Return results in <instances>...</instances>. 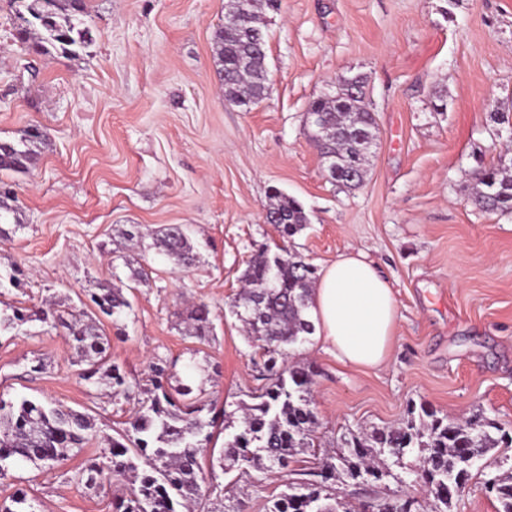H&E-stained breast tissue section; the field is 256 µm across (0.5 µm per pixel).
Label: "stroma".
<instances>
[{"label": "stroma", "instance_id": "stroma-1", "mask_svg": "<svg viewBox=\"0 0 512 512\" xmlns=\"http://www.w3.org/2000/svg\"><path fill=\"white\" fill-rule=\"evenodd\" d=\"M224 2L88 0L93 41L68 58L29 50L0 0V140L31 125L49 134L28 173L0 175L19 217L0 239V273L21 271L0 301L77 308L109 285L131 304L100 319L124 395L79 377L64 329L36 321L0 334L1 397L54 400L94 417L97 430L54 468L16 466L0 480V504L22 487L39 512H112L114 488L77 475L124 429L155 363H173L169 387L191 380L221 404L264 386L231 309L263 245L318 269L365 252L400 316L377 369L337 361L314 336L290 348L287 363L315 371V451L265 473L204 469L207 512H266L289 483L312 480L344 434L398 425L412 404L512 426V214L468 201L477 161L512 149V125L491 117L512 99V0H281L263 23L271 91L248 109L225 100L213 57ZM357 73L368 79L377 140L363 185L347 189L329 179L307 110ZM440 101L445 110L434 111ZM273 187L309 218L287 241L264 221ZM174 224L189 229L190 266L156 241ZM199 303L214 325L203 343L183 319ZM497 472L494 457L480 460L454 512H496L485 482ZM336 490L355 505L425 498L423 486L393 478Z\"/></svg>", "mask_w": 512, "mask_h": 512}]
</instances>
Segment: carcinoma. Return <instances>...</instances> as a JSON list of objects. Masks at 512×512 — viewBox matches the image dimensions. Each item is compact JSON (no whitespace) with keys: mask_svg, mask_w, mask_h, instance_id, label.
Segmentation results:
<instances>
[{"mask_svg":"<svg viewBox=\"0 0 512 512\" xmlns=\"http://www.w3.org/2000/svg\"><path fill=\"white\" fill-rule=\"evenodd\" d=\"M18 4V38L37 54L55 50L76 57L91 41L90 30L81 16L87 13L86 0H15ZM279 0H259L237 26L225 23L213 35L214 58L224 86V97L241 107H250L267 96L269 72L267 41L260 14ZM308 112L323 120L326 132L321 155L335 168L333 181L352 187L363 181L365 166L376 141L373 113L365 94L341 87L331 95H321L309 103ZM47 134L37 127L24 131L16 141L0 140V172L26 173L38 160ZM475 183L469 202L488 213H512V157L505 162H477L471 171ZM273 204L269 211L279 216L276 230L283 239L299 234L308 224L301 204L277 188L270 189ZM11 187L0 184V222L6 214H17ZM160 243L178 262L187 266L194 260L186 228L166 227ZM314 268L297 255L283 249L273 255L263 250L247 264L243 290L234 301L236 315L257 341L258 354L268 383L254 395L256 403L222 410L217 424L216 404H206L188 384L169 391L164 385L167 369L153 367V390L128 421V428L112 439L108 453L90 458L82 475L88 486L126 483V492L114 497L117 512H179L202 504L201 458L213 439L225 435L220 460L243 469L268 471L279 464L289 465L306 449L314 447L318 425L311 408L308 368L286 364L287 348L304 342L314 333L307 317L311 302ZM104 316H119L131 308L121 289L106 287L91 297ZM39 321L67 330L75 362L84 366L81 376L105 382L113 392L127 390L126 376L112 363L111 340L88 312L70 308L57 315L44 305L31 308L0 309V332L27 322ZM191 335L203 340L213 334L210 310L204 304L192 306L186 314ZM212 413L207 418L203 411ZM95 433L94 419L51 400L23 397L0 399V479L21 463L37 469L46 460L59 464L73 449L82 448ZM512 445V435L496 420L478 417L455 422L425 406L411 405L398 427L350 432L343 438L348 453L339 463L325 462L321 481L292 486L270 500L267 512H367V506H353L332 492L326 483L359 480L378 482L393 475L392 467L407 470L423 483L432 497L433 512H449L452 500L472 476L476 461L468 456L476 451L483 458L499 448ZM417 453L419 468H406L404 458ZM498 502L497 512H512V466L486 482ZM0 512H35L27 492L18 488L10 504Z\"/></svg>","mask_w":512,"mask_h":512,"instance_id":"carcinoma-1","label":"carcinoma"}]
</instances>
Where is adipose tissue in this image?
I'll return each mask as SVG.
<instances>
[{"label":"adipose tissue","instance_id":"1","mask_svg":"<svg viewBox=\"0 0 512 512\" xmlns=\"http://www.w3.org/2000/svg\"><path fill=\"white\" fill-rule=\"evenodd\" d=\"M309 317L325 349L355 366L379 367L399 317L388 280L360 251L340 254L322 272Z\"/></svg>","mask_w":512,"mask_h":512}]
</instances>
